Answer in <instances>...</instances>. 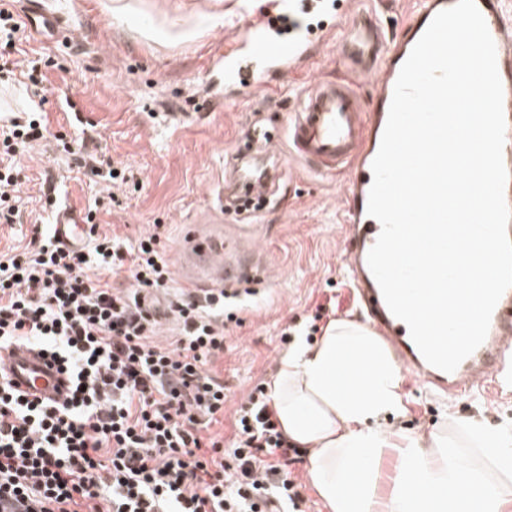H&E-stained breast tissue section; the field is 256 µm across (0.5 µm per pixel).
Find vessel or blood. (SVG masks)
<instances>
[{"instance_id": "vessel-or-blood-1", "label": "vessel or blood", "mask_w": 512, "mask_h": 512, "mask_svg": "<svg viewBox=\"0 0 512 512\" xmlns=\"http://www.w3.org/2000/svg\"><path fill=\"white\" fill-rule=\"evenodd\" d=\"M25 17L39 33L58 36L63 20L48 9L45 0H25ZM456 0H411L407 20L394 37H386L375 13L354 11L352 4L335 6L331 0H267L264 9L246 14L232 43L214 51L210 67L215 76L208 94L244 93L270 87L273 79L287 75L320 56L330 42H339L342 56L352 68L373 65L375 104L365 107L351 83L323 78L295 93L297 106L289 111L286 130L291 155L312 172L332 175L349 170L340 209L349 244L344 258L350 281L359 288L370 316L396 351L401 366L417 372L429 390L438 394L468 393L487 383L512 385V289L505 291L491 318L485 341L451 373L423 358L409 330L389 311L374 279L367 256L375 244L380 223L367 213L373 181L372 162L380 148L394 86L402 64L432 18L451 8ZM496 46V62L503 87L506 123L502 157L509 178L504 200L512 208V9L506 0H476ZM270 143L249 136L239 146L241 156L266 153ZM238 161L231 176L221 178L214 202L223 206L235 196L248 201L272 197L279 188L278 175L265 178ZM56 239L70 245L88 231L80 215L61 210L53 226ZM183 283L189 292L233 290L266 282L261 261L255 260L246 239L228 235L223 225L186 228L178 253ZM15 389L35 401L63 400L71 386L68 374L40 350L15 346L0 353Z\"/></svg>"}]
</instances>
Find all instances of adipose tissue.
Masks as SVG:
<instances>
[{"mask_svg":"<svg viewBox=\"0 0 512 512\" xmlns=\"http://www.w3.org/2000/svg\"><path fill=\"white\" fill-rule=\"evenodd\" d=\"M402 372L366 325L330 322L314 344L282 356L272 407L289 443L309 451L308 477L328 512H504L512 500V427L479 423L464 431L476 453L447 432L429 442L392 432L380 420L402 406ZM398 459L388 495L379 462Z\"/></svg>","mask_w":512,"mask_h":512,"instance_id":"adipose-tissue-1","label":"adipose tissue"}]
</instances>
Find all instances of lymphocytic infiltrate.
Instances as JSON below:
<instances>
[{
  "mask_svg": "<svg viewBox=\"0 0 512 512\" xmlns=\"http://www.w3.org/2000/svg\"><path fill=\"white\" fill-rule=\"evenodd\" d=\"M41 124L0 117V223L19 210L17 158ZM59 245L35 228L31 246L0 255V350L29 343L72 377L59 403L35 402L0 374V497L26 512H268L295 505L291 447L264 385L236 411L232 449L205 436L224 415L210 368L236 321L235 297L172 293L160 230L125 248L97 234ZM179 325L171 346L152 338L160 315Z\"/></svg>",
  "mask_w": 512,
  "mask_h": 512,
  "instance_id": "f902f5d3",
  "label": "lymphocytic infiltrate"
}]
</instances>
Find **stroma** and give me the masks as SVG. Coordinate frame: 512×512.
I'll return each instance as SVG.
<instances>
[{
  "instance_id": "obj_1",
  "label": "stroma",
  "mask_w": 512,
  "mask_h": 512,
  "mask_svg": "<svg viewBox=\"0 0 512 512\" xmlns=\"http://www.w3.org/2000/svg\"><path fill=\"white\" fill-rule=\"evenodd\" d=\"M264 0H49L63 19L65 34L52 40L29 32L19 63L44 57L47 92L38 98L23 77L0 86V100L14 112L44 115L50 136L18 159L22 219L0 224V254L22 251L36 226L54 224L59 210L99 209L97 231L133 244L152 225L162 227L168 255H175L188 224H242L257 234L269 280L245 300L238 323L228 324L224 352L212 365L228 398L224 420L210 431L233 440L235 412L257 384H270L287 351L282 330L298 338L317 304L334 300L335 319L363 322L353 291L340 276L346 243L339 220L343 177L310 171L288 154L286 110L291 90L314 78L352 81L365 104L373 102L372 80L357 77L335 47L309 67L248 97L208 98L207 58L230 42L244 10ZM75 97L83 125L66 111ZM267 127L275 151L286 160L280 203L242 217L213 205L214 184L229 153L244 141L252 123ZM84 139L105 153L132 180L93 182L79 171L64 144ZM403 408L385 427L421 440L447 425L479 420L512 425V390L437 396L412 374L401 384Z\"/></svg>"
}]
</instances>
